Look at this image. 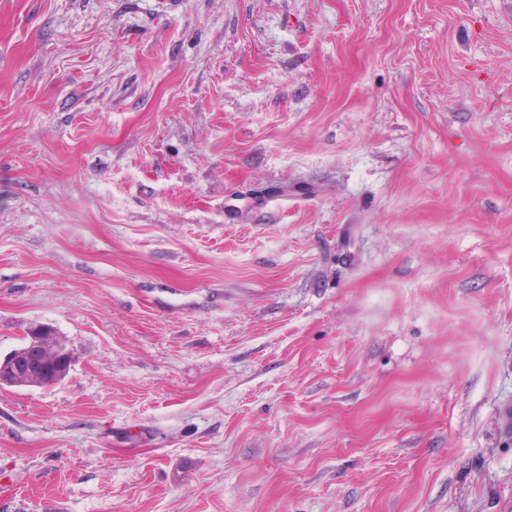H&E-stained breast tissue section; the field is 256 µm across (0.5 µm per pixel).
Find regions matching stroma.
I'll use <instances>...</instances> for the list:
<instances>
[{
	"instance_id": "1",
	"label": "stroma",
	"mask_w": 512,
	"mask_h": 512,
	"mask_svg": "<svg viewBox=\"0 0 512 512\" xmlns=\"http://www.w3.org/2000/svg\"><path fill=\"white\" fill-rule=\"evenodd\" d=\"M0 512H512V0H0ZM26 343L3 359L0 358V386H48L68 374L72 356L65 342L53 328L35 325L28 329ZM53 349L48 361L46 352Z\"/></svg>"
}]
</instances>
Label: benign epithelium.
<instances>
[{
	"mask_svg": "<svg viewBox=\"0 0 512 512\" xmlns=\"http://www.w3.org/2000/svg\"><path fill=\"white\" fill-rule=\"evenodd\" d=\"M26 343L0 358V386H48L68 374L72 356L53 328L35 325L29 328Z\"/></svg>",
	"mask_w": 512,
	"mask_h": 512,
	"instance_id": "7a95c632",
	"label": "benign epithelium"
}]
</instances>
